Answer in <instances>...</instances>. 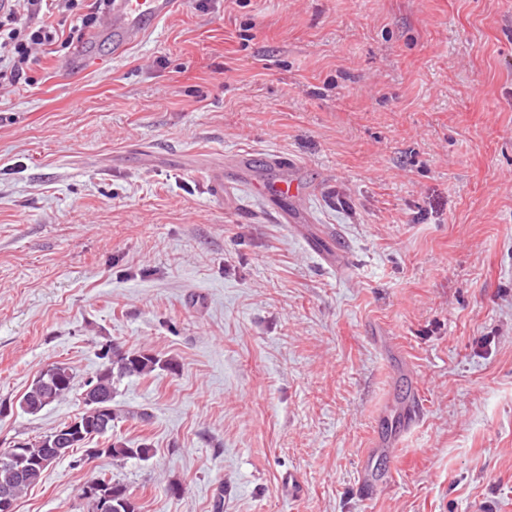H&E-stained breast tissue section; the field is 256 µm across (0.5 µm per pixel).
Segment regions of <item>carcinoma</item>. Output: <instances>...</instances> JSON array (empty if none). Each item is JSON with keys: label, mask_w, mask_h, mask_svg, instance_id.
Wrapping results in <instances>:
<instances>
[{"label": "carcinoma", "mask_w": 512, "mask_h": 512, "mask_svg": "<svg viewBox=\"0 0 512 512\" xmlns=\"http://www.w3.org/2000/svg\"><path fill=\"white\" fill-rule=\"evenodd\" d=\"M99 358L103 360L101 369L94 378L81 385L70 367L58 363L43 370L23 393L19 407L23 412L34 415L64 400L76 388L83 389L84 410L76 416V420L83 424L84 429L83 436L73 441H55L49 433L22 443L21 462L10 467L0 464V491L8 490L11 502H16L36 485L43 472L56 461L112 431L110 427L103 428L102 422L106 418L112 422L120 418L119 410L112 407V400L116 394V385L123 378L175 370V364L170 359L122 351L110 345L101 348ZM151 453L152 448L145 442L131 445L108 439L104 441L103 447L97 449L96 457L105 456L121 463L133 458L147 460ZM83 495L89 500L91 512H101L100 502L105 496L112 497V512H137V505L128 488L104 476L95 478L83 490Z\"/></svg>", "instance_id": "obj_1"}]
</instances>
